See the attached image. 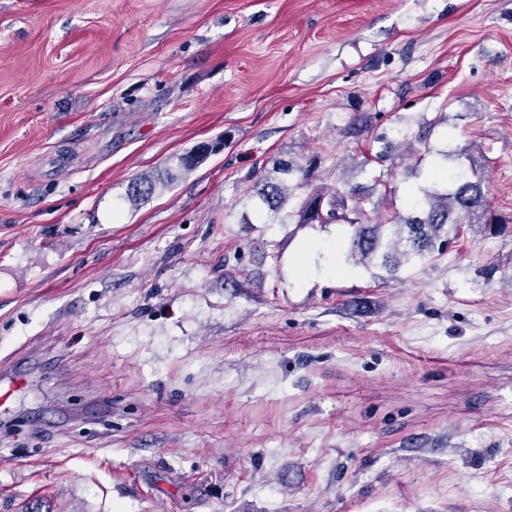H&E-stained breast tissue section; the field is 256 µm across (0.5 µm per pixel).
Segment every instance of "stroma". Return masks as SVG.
I'll list each match as a JSON object with an SVG mask.
<instances>
[{
    "label": "stroma",
    "mask_w": 512,
    "mask_h": 512,
    "mask_svg": "<svg viewBox=\"0 0 512 512\" xmlns=\"http://www.w3.org/2000/svg\"><path fill=\"white\" fill-rule=\"evenodd\" d=\"M440 113L493 218L445 254L387 281L344 226L243 223L275 159L372 186ZM15 375L0 512H512V0H0ZM445 119L438 117L433 120L425 122V125L421 126L417 133L412 132L409 129H396L395 136L389 137L386 133L382 134L378 141L382 144L380 150L374 155V161L379 166H384V163L393 159L394 152L402 145L407 144L414 148L415 153H418L416 159V167H418L424 159L425 154L430 153V148L427 146V137L432 129L442 124ZM421 144L425 148V154L421 153V150L413 147L415 144ZM157 180L152 174L144 173L131 180L127 187L125 201L137 205L154 194Z\"/></svg>",
    "instance_id": "1"
}]
</instances>
